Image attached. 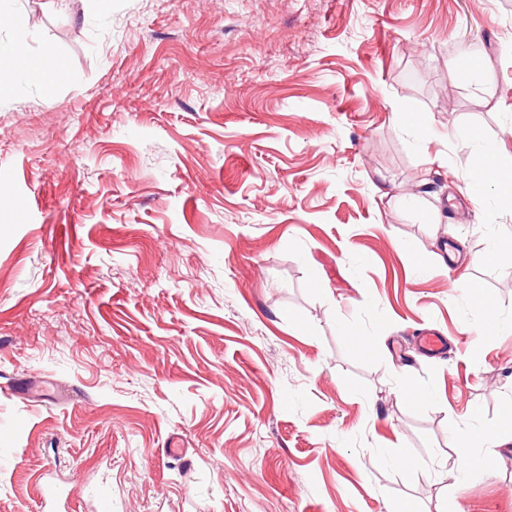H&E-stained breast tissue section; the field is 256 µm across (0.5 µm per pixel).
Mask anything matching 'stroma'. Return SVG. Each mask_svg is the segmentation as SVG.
<instances>
[{
  "instance_id": "35a3bbf8",
  "label": "stroma",
  "mask_w": 512,
  "mask_h": 512,
  "mask_svg": "<svg viewBox=\"0 0 512 512\" xmlns=\"http://www.w3.org/2000/svg\"><path fill=\"white\" fill-rule=\"evenodd\" d=\"M1 44L67 75L0 96V512H512V210L467 193L512 0H0ZM72 492L66 494L63 486L53 479H46L39 485V498L44 509L50 511L66 512V503ZM81 493L91 500V510L94 512H112V492L104 484L96 487L86 485Z\"/></svg>"
}]
</instances>
